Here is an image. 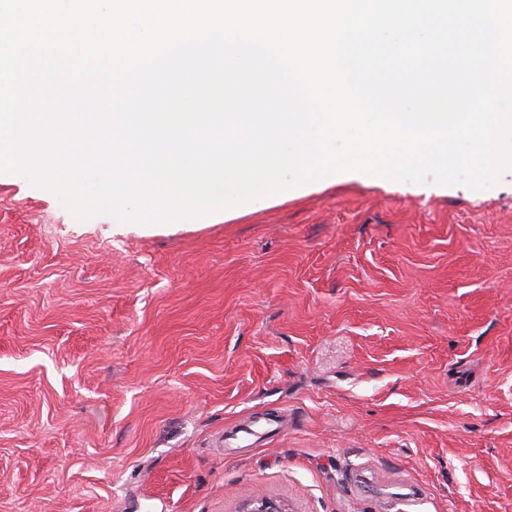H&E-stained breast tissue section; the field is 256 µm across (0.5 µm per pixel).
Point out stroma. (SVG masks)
Returning <instances> with one entry per match:
<instances>
[{"label":"stroma","mask_w":512,"mask_h":512,"mask_svg":"<svg viewBox=\"0 0 512 512\" xmlns=\"http://www.w3.org/2000/svg\"><path fill=\"white\" fill-rule=\"evenodd\" d=\"M279 418L252 447L225 427ZM512 512V170L77 222L0 174V512Z\"/></svg>","instance_id":"stroma-1"}]
</instances>
